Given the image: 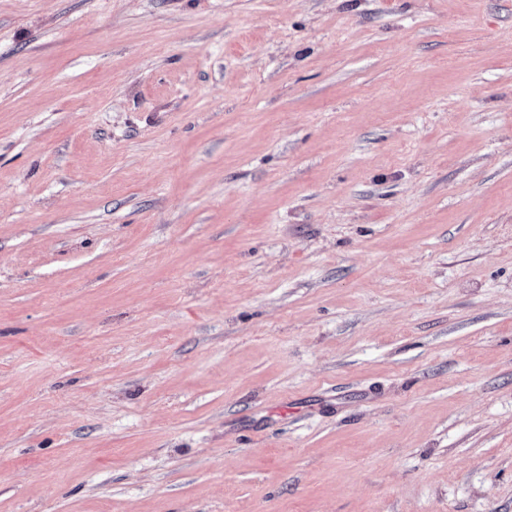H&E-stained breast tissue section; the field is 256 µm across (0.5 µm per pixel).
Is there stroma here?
<instances>
[{
    "label": "stroma",
    "mask_w": 512,
    "mask_h": 512,
    "mask_svg": "<svg viewBox=\"0 0 512 512\" xmlns=\"http://www.w3.org/2000/svg\"><path fill=\"white\" fill-rule=\"evenodd\" d=\"M0 512H512V0H0Z\"/></svg>",
    "instance_id": "stroma-1"
}]
</instances>
